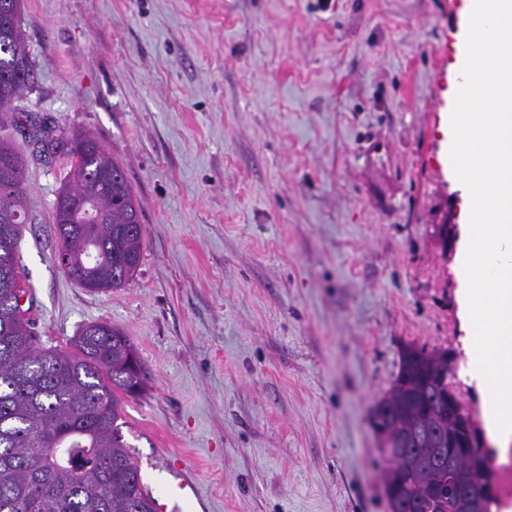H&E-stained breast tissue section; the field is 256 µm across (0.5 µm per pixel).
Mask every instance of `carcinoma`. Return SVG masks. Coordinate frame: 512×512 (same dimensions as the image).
I'll return each instance as SVG.
<instances>
[{
	"label": "carcinoma",
	"instance_id": "carcinoma-1",
	"mask_svg": "<svg viewBox=\"0 0 512 512\" xmlns=\"http://www.w3.org/2000/svg\"><path fill=\"white\" fill-rule=\"evenodd\" d=\"M0 130L14 124L16 102L33 83L20 23L0 9ZM50 156L74 164L60 191L95 202L99 253H89L65 208H54L66 271L89 292L123 287L138 271L144 225L124 171L96 138L40 129ZM26 159L0 136V512H156L125 441L123 397L144 391L134 342L109 322L83 326L66 348L40 343L20 298L29 292L18 255L31 199ZM456 353L413 345L372 409L381 418L382 483L390 512H498L495 474L480 450L481 428L455 394Z\"/></svg>",
	"mask_w": 512,
	"mask_h": 512
}]
</instances>
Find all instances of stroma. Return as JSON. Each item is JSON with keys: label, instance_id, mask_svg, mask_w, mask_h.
Listing matches in <instances>:
<instances>
[{"label": "stroma", "instance_id": "obj_1", "mask_svg": "<svg viewBox=\"0 0 512 512\" xmlns=\"http://www.w3.org/2000/svg\"><path fill=\"white\" fill-rule=\"evenodd\" d=\"M22 112L95 136L142 259L90 293L60 267L67 155L28 157L21 264L45 345L106 321L146 390L123 429L167 512H387L369 423L403 345L467 347L466 200L440 133L462 0H24ZM451 213L441 249L434 226ZM195 488L173 498L179 482Z\"/></svg>", "mask_w": 512, "mask_h": 512}]
</instances>
